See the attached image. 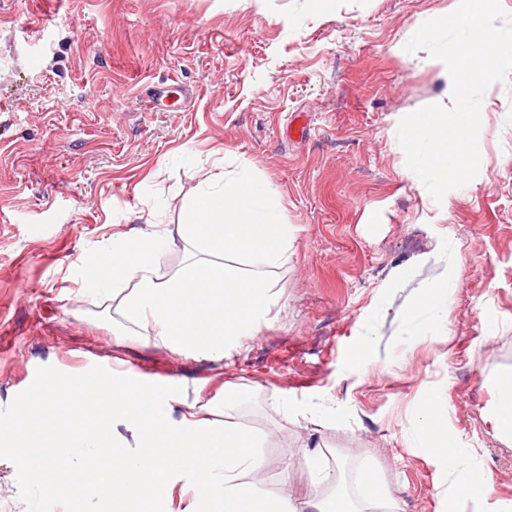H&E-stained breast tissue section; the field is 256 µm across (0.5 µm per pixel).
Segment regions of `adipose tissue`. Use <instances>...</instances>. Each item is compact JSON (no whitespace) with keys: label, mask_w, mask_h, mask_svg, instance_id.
I'll return each instance as SVG.
<instances>
[{"label":"adipose tissue","mask_w":512,"mask_h":512,"mask_svg":"<svg viewBox=\"0 0 512 512\" xmlns=\"http://www.w3.org/2000/svg\"><path fill=\"white\" fill-rule=\"evenodd\" d=\"M282 212L275 189L215 164L185 200L181 224L114 235L108 249L87 260V282L107 291L133 281L119 303L128 325L177 353L227 357L282 298L272 274L287 262L295 233ZM177 239L194 253L174 275L159 276L156 257ZM61 384L57 378L44 385L18 420L33 481L58 496L72 489L50 472L81 467L89 448L104 461L91 480L105 493L108 512H157L160 504L164 512H358L339 492L342 471L320 463L314 478L332 494L299 503L287 494L270 497L258 436L237 426L217 430L191 406L175 411L176 382L160 390L120 365L91 403L62 397ZM417 423L420 444L445 467L446 512L484 498L490 481L466 468L437 399L422 406Z\"/></svg>","instance_id":"ef3b65f1"}]
</instances>
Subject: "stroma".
Returning <instances> with one entry per match:
<instances>
[{"mask_svg":"<svg viewBox=\"0 0 512 512\" xmlns=\"http://www.w3.org/2000/svg\"><path fill=\"white\" fill-rule=\"evenodd\" d=\"M451 4L0 0V512H104L86 486L94 459L69 472L72 495L38 496L14 420L49 378L89 388L121 361L264 436L271 494L321 495L303 464L317 451L354 497L368 468L401 512H441L446 475L416 437L436 394L492 484L459 512L512 500V445L493 420L512 375V76L483 96L477 176L442 200L397 138L401 118L445 100L439 63L403 46ZM168 79L195 95L145 111L146 88ZM300 115L307 133L287 132ZM221 159L274 188L296 229L280 304L221 361L113 335L117 303L82 286L79 256L179 223ZM436 280L447 320L409 326ZM230 388L246 397L228 407ZM310 404L314 418H294Z\"/></svg>","mask_w":512,"mask_h":512,"instance_id":"1","label":"stroma"}]
</instances>
